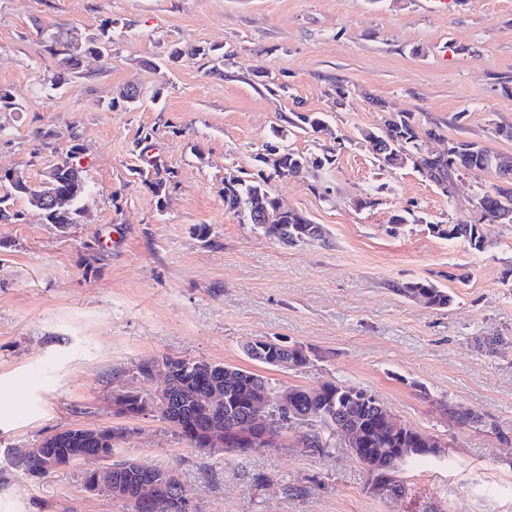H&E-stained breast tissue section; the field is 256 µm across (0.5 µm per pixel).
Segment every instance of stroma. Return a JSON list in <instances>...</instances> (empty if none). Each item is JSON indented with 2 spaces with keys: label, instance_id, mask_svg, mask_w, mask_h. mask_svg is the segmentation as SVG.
I'll use <instances>...</instances> for the list:
<instances>
[{
  "label": "stroma",
  "instance_id": "obj_1",
  "mask_svg": "<svg viewBox=\"0 0 512 512\" xmlns=\"http://www.w3.org/2000/svg\"><path fill=\"white\" fill-rule=\"evenodd\" d=\"M104 22L109 64L83 59L61 89L44 86L56 65L41 31ZM190 45L229 59L213 71ZM269 80L282 91L270 94ZM0 88L20 105L0 112V172L40 182L78 144L88 185L68 229L22 200V220L0 223V448L121 423L134 429L128 454L176 465L202 512H512V224H484L482 252L431 231L477 220L474 202L496 177L461 174L450 201L412 165L380 166L361 137L408 112L446 134L423 139V153L468 140L512 155V0L445 12L421 0H0ZM130 91L137 109L110 108ZM295 112L320 115L324 131L289 124ZM274 146L333 152L331 167L269 184L325 242L284 245L225 207L226 172L256 174ZM155 159L171 173L159 196L140 175ZM369 192L378 206L357 207ZM396 215L407 223L392 226ZM419 279L448 288L452 304L395 293ZM258 336L318 356L303 371L268 370L277 384L365 389L446 443L445 456L407 463L405 495L382 498L342 448L226 460L159 418L117 415L112 389L139 359L246 367ZM443 401L480 424L455 425ZM86 473L0 469V512H127L88 493Z\"/></svg>",
  "mask_w": 512,
  "mask_h": 512
}]
</instances>
